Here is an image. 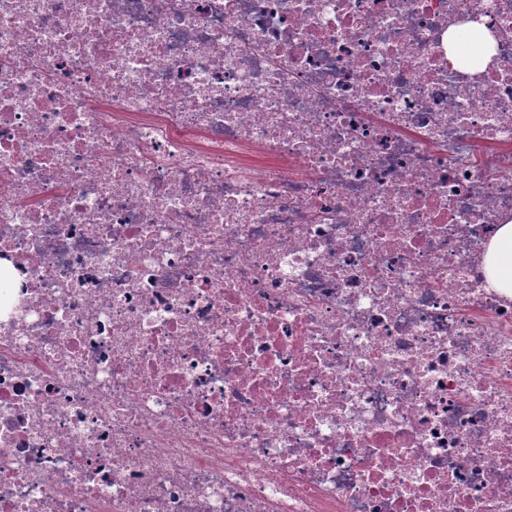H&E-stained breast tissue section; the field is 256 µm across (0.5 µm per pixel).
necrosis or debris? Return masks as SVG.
Segmentation results:
<instances>
[{"label": "necrosis or debris", "instance_id": "4bbe7bcc", "mask_svg": "<svg viewBox=\"0 0 512 512\" xmlns=\"http://www.w3.org/2000/svg\"><path fill=\"white\" fill-rule=\"evenodd\" d=\"M509 222L512 0H0V512H512ZM489 284L512 293V222L498 225L484 259Z\"/></svg>", "mask_w": 512, "mask_h": 512}]
</instances>
